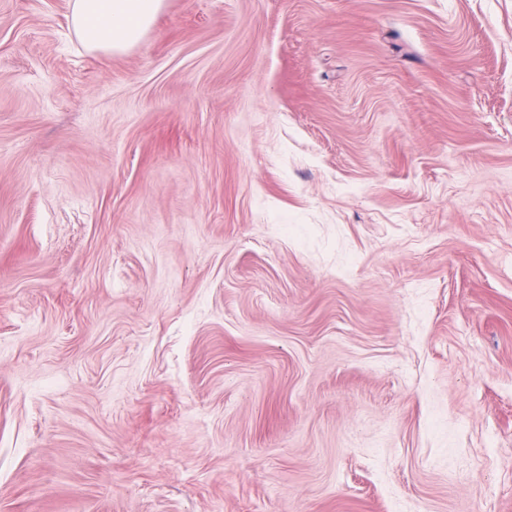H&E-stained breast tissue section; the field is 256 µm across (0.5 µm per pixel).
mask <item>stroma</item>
I'll use <instances>...</instances> for the list:
<instances>
[{
	"label": "stroma",
	"instance_id": "obj_1",
	"mask_svg": "<svg viewBox=\"0 0 512 512\" xmlns=\"http://www.w3.org/2000/svg\"><path fill=\"white\" fill-rule=\"evenodd\" d=\"M0 512H512V0H0ZM70 22L85 49L119 55L152 27L165 0H71Z\"/></svg>",
	"mask_w": 512,
	"mask_h": 512
}]
</instances>
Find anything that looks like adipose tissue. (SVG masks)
<instances>
[{"mask_svg": "<svg viewBox=\"0 0 512 512\" xmlns=\"http://www.w3.org/2000/svg\"><path fill=\"white\" fill-rule=\"evenodd\" d=\"M164 0H72L70 22L85 49L119 55L152 27Z\"/></svg>", "mask_w": 512, "mask_h": 512, "instance_id": "adipose-tissue-1", "label": "adipose tissue"}]
</instances>
